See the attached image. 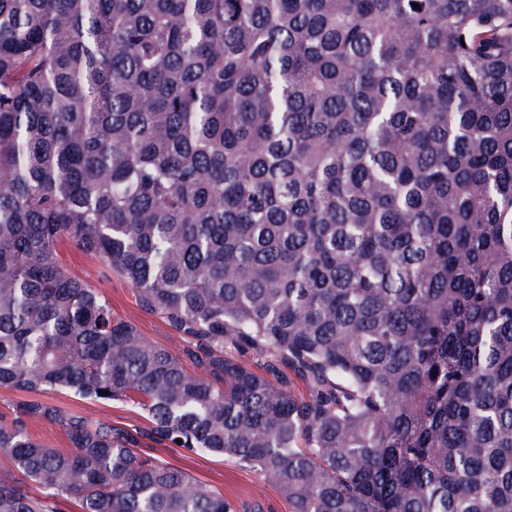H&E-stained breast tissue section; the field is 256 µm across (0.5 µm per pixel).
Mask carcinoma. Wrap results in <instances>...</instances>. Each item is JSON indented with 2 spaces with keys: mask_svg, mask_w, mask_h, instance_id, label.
Masks as SVG:
<instances>
[{
  "mask_svg": "<svg viewBox=\"0 0 512 512\" xmlns=\"http://www.w3.org/2000/svg\"><path fill=\"white\" fill-rule=\"evenodd\" d=\"M0 387V512H512V0H0ZM59 258L73 276L105 295L116 316L135 323L143 336L171 353L181 351L184 343L180 335L159 315L148 313L138 305L133 288L124 278L106 273L99 259L84 254L69 242L59 246ZM45 399L59 403L62 406L79 410L95 419H111L113 422L136 425L143 422V419L136 413L128 410L119 403L103 405L90 401L74 399L70 396L59 393H48ZM158 453L195 479L224 493V498L236 505H249L259 500L263 505L262 512H290L288 503L274 490L262 487L253 468L211 455L187 458L173 448H164Z\"/></svg>",
  "mask_w": 512,
  "mask_h": 512,
  "instance_id": "obj_1",
  "label": "carcinoma"
}]
</instances>
